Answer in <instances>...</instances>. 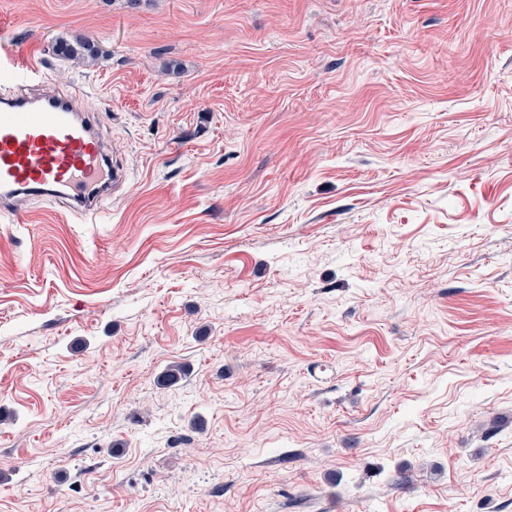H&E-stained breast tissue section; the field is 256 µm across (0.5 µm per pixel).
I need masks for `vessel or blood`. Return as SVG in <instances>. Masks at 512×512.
<instances>
[{"instance_id": "obj_1", "label": "vessel or blood", "mask_w": 512, "mask_h": 512, "mask_svg": "<svg viewBox=\"0 0 512 512\" xmlns=\"http://www.w3.org/2000/svg\"><path fill=\"white\" fill-rule=\"evenodd\" d=\"M6 60L0 71L13 80L40 79L33 55L10 53ZM105 109L53 91L27 95L1 86L0 213L24 220L28 201L42 197L62 203L70 215L96 217L128 181L99 134Z\"/></svg>"}]
</instances>
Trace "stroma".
Returning a JSON list of instances; mask_svg holds the SVG:
<instances>
[{
	"mask_svg": "<svg viewBox=\"0 0 512 512\" xmlns=\"http://www.w3.org/2000/svg\"><path fill=\"white\" fill-rule=\"evenodd\" d=\"M0 39L129 172L0 216V512H512V0H0Z\"/></svg>",
	"mask_w": 512,
	"mask_h": 512,
	"instance_id": "1",
	"label": "stroma"
}]
</instances>
